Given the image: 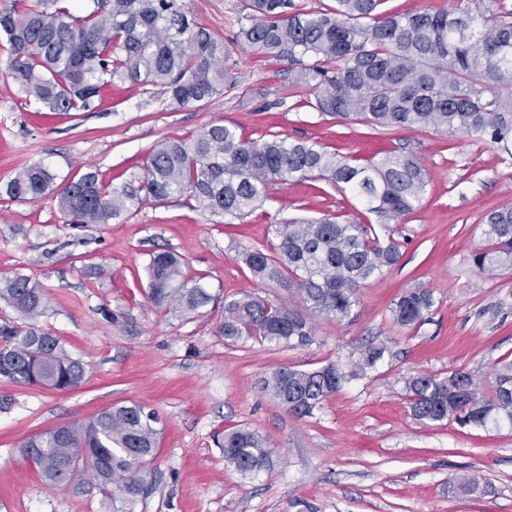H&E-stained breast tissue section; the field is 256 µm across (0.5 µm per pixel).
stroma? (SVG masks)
Here are the masks:
<instances>
[{"mask_svg": "<svg viewBox=\"0 0 512 512\" xmlns=\"http://www.w3.org/2000/svg\"><path fill=\"white\" fill-rule=\"evenodd\" d=\"M205 28L228 44L235 80L206 105L173 103L163 87L118 84L89 110L45 116L5 69L0 35V187L40 163L58 179L93 171L119 184L142 175L151 147L213 121L245 136L280 135L321 143L364 165L390 152L420 158L428 186L420 205L387 232L401 244L393 267L357 292L349 319H318L306 346L230 345L217 331L225 301L251 291L297 307L290 289L260 285L242 249H272L281 218L332 214L375 223L347 191L318 180L274 183L261 208L219 224L187 198L148 204L117 224L67 223L53 196L34 203L0 197V277L20 272L46 290L39 327L86 365L84 384L53 390L0 380V512H106L94 486L42 479L19 448L36 433L85 422L113 405L154 409L162 434L148 492L116 502L117 512H512V426L422 422L405 382L421 373L470 372L493 392L512 363V266L481 272L470 255L484 214L512 205V158L464 133L372 128L306 107L287 62L235 44L248 25L243 0H184ZM179 253L186 280L203 279L216 300L186 320L158 310L145 292L151 252ZM431 290L426 321L404 328L391 308L405 290ZM370 346L383 359L298 418L263 392L279 366L350 371ZM247 427L269 443L265 467L241 474L215 437ZM479 488L464 493L463 479Z\"/></svg>", "mask_w": 512, "mask_h": 512, "instance_id": "1", "label": "stroma"}]
</instances>
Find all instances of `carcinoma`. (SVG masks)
Here are the masks:
<instances>
[{
  "label": "carcinoma",
  "instance_id": "1",
  "mask_svg": "<svg viewBox=\"0 0 512 512\" xmlns=\"http://www.w3.org/2000/svg\"><path fill=\"white\" fill-rule=\"evenodd\" d=\"M497 2L456 0L449 10L403 13L378 11L381 0H336L335 8L315 12L295 0H244L250 25L236 40L294 66L295 83L312 90L307 104L323 115L475 135L512 157V9ZM0 35L10 45L7 73L51 112L85 111L113 83L160 85L174 103L196 104L223 92L232 79L224 40L179 0H91L85 12L72 10L69 0H10L0 10ZM309 177L348 186L386 223L413 212L428 185L410 153L359 166L316 141L255 140L218 121L157 143L142 176L120 185L103 183L95 172L58 184L35 163L14 175L5 194L21 202L53 194L60 212L83 225L111 224L147 203L186 196L219 223L233 224L262 206L272 183ZM482 224L486 247L471 254L473 265L480 271L511 266L512 206L488 213ZM274 233V251L245 249L242 261L259 283L292 289L304 310L245 292L224 303L219 332L226 341L308 345L314 336L308 317H349L364 282L401 259L393 239L384 244L362 224L328 217L281 219ZM182 265L172 250L150 253L147 298L162 311L189 315L215 296L201 281L183 280ZM0 298L24 320L0 325V377L54 390L81 386L84 364L62 354L58 338L37 325L47 303L43 286L16 273L0 279ZM432 306L431 291L406 290L394 303L393 321L415 327ZM382 357L383 349L371 347L347 374L334 364L279 366L261 380V389L292 415L312 417ZM406 392L420 421L512 424L511 375L500 377L491 395L462 370L446 377L422 373L407 381ZM158 424L157 413L141 403L115 405L89 422L65 424L63 439L52 429L29 437L20 453L55 485L89 479L113 501L132 500L148 490ZM219 447L243 474L263 468L269 457L265 439L245 428L225 432Z\"/></svg>",
  "mask_w": 512,
  "mask_h": 512
}]
</instances>
